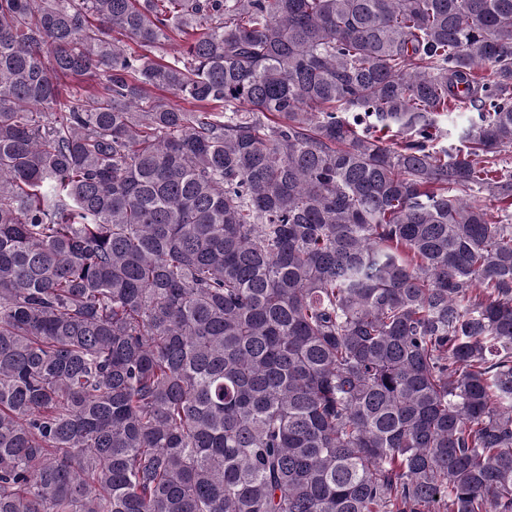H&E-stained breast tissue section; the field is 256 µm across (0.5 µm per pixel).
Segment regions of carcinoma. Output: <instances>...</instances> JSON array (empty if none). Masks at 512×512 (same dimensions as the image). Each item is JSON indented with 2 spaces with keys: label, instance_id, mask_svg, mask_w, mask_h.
<instances>
[{
  "label": "carcinoma",
  "instance_id": "obj_1",
  "mask_svg": "<svg viewBox=\"0 0 512 512\" xmlns=\"http://www.w3.org/2000/svg\"><path fill=\"white\" fill-rule=\"evenodd\" d=\"M511 148L512 0H0V512H512Z\"/></svg>",
  "mask_w": 512,
  "mask_h": 512
}]
</instances>
